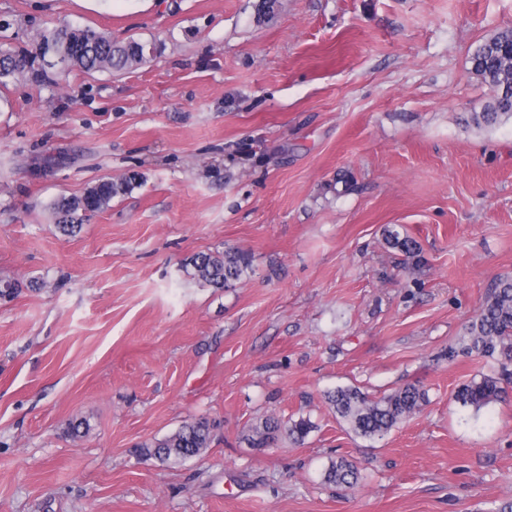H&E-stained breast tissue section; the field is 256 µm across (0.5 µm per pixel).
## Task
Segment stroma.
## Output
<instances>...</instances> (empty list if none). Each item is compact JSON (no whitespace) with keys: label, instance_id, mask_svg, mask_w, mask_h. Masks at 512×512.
Returning a JSON list of instances; mask_svg holds the SVG:
<instances>
[{"label":"stroma","instance_id":"stroma-1","mask_svg":"<svg viewBox=\"0 0 512 512\" xmlns=\"http://www.w3.org/2000/svg\"><path fill=\"white\" fill-rule=\"evenodd\" d=\"M0 0V47L104 29L155 51L126 73L47 70L0 87V512H500L512 503V384L454 400L495 360H448L512 277V123L475 49L512 0ZM134 188L62 235L51 206ZM415 240L407 259L385 228ZM246 252L228 287L183 271ZM420 381V411L354 435L325 392ZM304 416V444L244 439ZM204 418L212 443L137 448ZM88 421L85 435L69 427ZM362 474L323 484L331 458Z\"/></svg>","mask_w":512,"mask_h":512}]
</instances>
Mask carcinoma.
<instances>
[{
  "label": "carcinoma",
  "mask_w": 512,
  "mask_h": 512,
  "mask_svg": "<svg viewBox=\"0 0 512 512\" xmlns=\"http://www.w3.org/2000/svg\"><path fill=\"white\" fill-rule=\"evenodd\" d=\"M281 0H261L257 20L270 22L279 13ZM53 38L59 55L67 54L71 45L82 48L80 55L69 59V68L59 72L66 77L74 68L85 74L96 72L121 73L141 64L153 53L154 47L135 39L114 41L110 33L89 28L72 30L56 28L40 35V39ZM25 54L0 49V84L21 73H35L34 68L8 69L5 62ZM472 71L493 89V101L483 111L476 112L473 120L478 125L494 127L512 119V29L506 28L486 40L471 57ZM132 179L114 182L100 180L79 197H62L52 205L55 223L60 233L73 236L81 231L91 213L110 206L112 199L126 193ZM387 243L408 258L418 256L415 241L393 228L385 229ZM250 266L247 253L240 250L201 253L185 264L184 271L192 279L222 289L239 280ZM477 355L497 361L498 372L476 375L459 388L456 402L464 408L478 412L501 398L503 382L512 379V278H501L490 289L476 318L455 345L448 346V360L459 355ZM336 415L348 422L355 434L374 439L391 431L396 425L410 419L426 401V390L418 383H406L393 392L372 398L356 387H339L325 395ZM310 419L300 417L285 422L268 417L260 425L251 426L246 440L252 448H269L279 435L285 433L300 443L313 431ZM211 424L206 419L186 422L175 432L152 444L142 445V454L163 463H179L198 456L210 447ZM360 478L358 468L343 457L329 461L324 469L325 483L350 489Z\"/></svg>",
  "instance_id": "obj_1"
}]
</instances>
